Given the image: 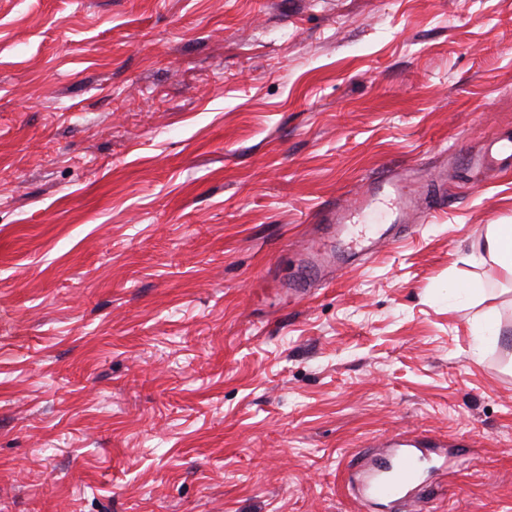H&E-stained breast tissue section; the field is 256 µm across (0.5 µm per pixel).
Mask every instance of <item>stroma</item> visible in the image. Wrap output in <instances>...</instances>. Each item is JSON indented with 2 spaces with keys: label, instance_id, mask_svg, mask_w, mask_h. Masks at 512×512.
<instances>
[{
  "label": "stroma",
  "instance_id": "1",
  "mask_svg": "<svg viewBox=\"0 0 512 512\" xmlns=\"http://www.w3.org/2000/svg\"><path fill=\"white\" fill-rule=\"evenodd\" d=\"M494 136L512 0H0V512H366L398 436L448 445L414 512H512ZM385 166L448 193L287 292ZM474 264H491L499 271L512 276V224H491L479 242L477 250L469 257ZM500 335V327L497 316L494 312H487L477 319L475 325V336H478V346L483 341H493Z\"/></svg>",
  "mask_w": 512,
  "mask_h": 512
}]
</instances>
